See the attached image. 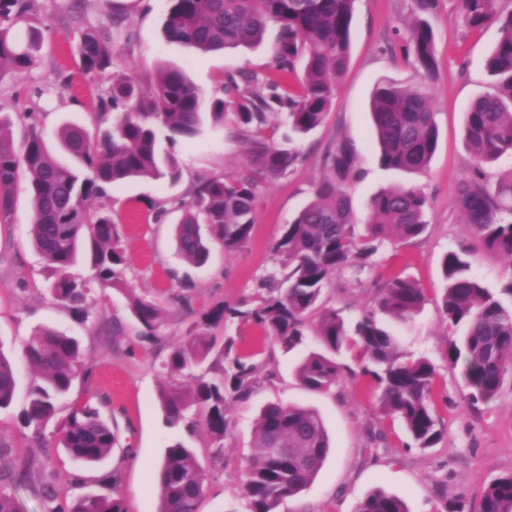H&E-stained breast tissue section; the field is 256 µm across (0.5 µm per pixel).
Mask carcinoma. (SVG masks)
<instances>
[{"mask_svg": "<svg viewBox=\"0 0 512 512\" xmlns=\"http://www.w3.org/2000/svg\"><path fill=\"white\" fill-rule=\"evenodd\" d=\"M355 0H167L163 32L170 42L202 53L259 44L270 26L278 28L273 63L266 73L242 69L218 78L222 95L205 99L180 68L162 67L144 88L125 74H112L100 97L96 132L66 124L58 145L78 166L57 160L46 142L37 112L19 114L20 143L13 137L11 116L0 111V218L13 215L20 182L32 210L33 247L45 262L48 292L59 305L88 320L91 284L117 288L124 284L128 259L121 245L109 191L131 179L171 184L183 178L173 147L196 138L204 123L228 126L245 145L247 164L229 175L193 180L183 214L175 227L181 257L201 266L212 244L226 251L243 249L250 240L263 188L284 175L299 158L298 138L317 130L329 112L339 82L348 69ZM507 0H459V17L471 30L493 26L498 37L486 69L494 92L473 99L465 111L463 138L472 159L470 173L458 187L457 209L471 236L490 251L512 258V166L493 170L512 158V9ZM417 10L402 44L420 82H378L370 101L378 161L387 169L420 173L438 147L439 130L428 88L436 78L435 35L430 15L435 0H416ZM67 35L77 46L79 66L93 79L112 69V29L84 17V0H68ZM25 25L27 36L15 37ZM36 0H0V75L24 73L38 63L43 44ZM359 150L347 138L332 141L321 158L322 174L311 197L285 225L275 251L280 272L262 284L259 303L217 304L202 312L190 331L169 348L157 350L166 382L159 396L167 427L193 436L218 462L224 438L234 423L231 406L248 402L273 376L272 360L241 354L234 339L219 338L214 329L238 318L262 325L285 350L300 345L317 318L320 350L294 367L299 384L326 391L350 372L343 352L356 349L367 359L362 373L380 392L381 411L399 420L411 444L434 447L442 437L433 408L436 371L426 358L403 352L392 323L413 319L423 307V289L410 279L392 278L374 290L371 304L349 323L343 310L322 302L323 290L336 273L363 269L380 247L420 237L427 228L429 196L424 186L408 183L383 188L368 202L365 234L355 232L352 200L346 190L357 176ZM89 257L92 276L71 273L80 253ZM465 248L442 258L445 286L440 298L443 320L452 330L464 327L460 341L448 346V365L463 362L465 385L475 396L493 398L512 376V304L471 273ZM129 311L143 329L142 339L159 343L161 306L129 294ZM34 372L21 421L31 438L52 437L75 461L97 466L117 442L112 426L93 404V396L70 404L57 420L79 375L89 379L76 339L42 327L23 346ZM17 381L12 362L0 352V410L9 408ZM255 451L248 458L240 495L248 512H281L319 473L330 441L318 411L268 403L254 419ZM207 473L196 450L183 440L165 451L155 476L158 512H200ZM100 482L110 495H71L30 465L0 474V512H21L15 487L36 488L44 512H127L112 472ZM356 512H408L396 495L376 490L361 500ZM477 512H512V473L492 479Z\"/></svg>", "mask_w": 512, "mask_h": 512, "instance_id": "carcinoma-1", "label": "carcinoma"}]
</instances>
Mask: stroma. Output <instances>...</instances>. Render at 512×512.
<instances>
[{
    "label": "stroma",
    "instance_id": "obj_1",
    "mask_svg": "<svg viewBox=\"0 0 512 512\" xmlns=\"http://www.w3.org/2000/svg\"><path fill=\"white\" fill-rule=\"evenodd\" d=\"M45 24L41 59L32 70L0 76V109L39 112L47 141H54L63 124L93 127L99 97L109 79H90L76 65V51L63 29V0H37ZM166 0H112L104 10L100 0H85V17L93 24L123 17L113 69L150 83L160 66L184 68L204 96L219 92L218 76L243 68L265 71L278 37L269 27L261 45L202 55L194 49L167 42L162 33ZM415 0H356L350 66L324 124L300 144L299 162L266 187L259 202L248 245L235 252L213 246L201 267L178 255L172 228L179 220L170 214L156 220L150 204L185 197L190 179L238 171L245 149L227 128H205L197 139L178 144L175 153L184 167L183 181L134 180L112 189L114 218L120 226L128 264L125 290L95 288L89 320H81L54 303L44 289L43 261L30 243L32 212L26 192H18L9 222H0V352L14 364L17 393L9 409L0 411V443L9 454L0 467H22L28 460L43 463L57 483L71 474L95 479L96 471L82 466L55 448L30 438L20 423L33 372L22 356L24 344L41 326H52L76 337L94 366L88 383H75L72 395L94 393L104 419L111 423L117 443L104 470L119 477L118 492L127 512H158L154 473L166 446L178 430L165 426L158 403L164 380L150 346L139 339L140 327L128 311V291L156 299L162 309L164 343L184 336L201 309L216 302L232 305L253 293L262 276L275 272L279 262L273 247L285 224L305 203L321 174L320 161L327 144L338 137L360 149L359 177L348 191L355 220H362L366 203L377 190L409 181L425 187L431 198L428 227L419 239L384 245L373 258L372 269H348L337 274L325 291L328 305L356 318L369 305L373 281L400 276L424 289L427 301L413 320L398 323L394 332L401 347L416 357L431 360L437 371L435 405L443 439L434 448L409 447L398 422L378 408L370 380L356 375L326 392H311L296 380L293 369L317 347L308 337L300 348L286 353L256 324L231 321L223 332L232 336L239 351L273 356L278 377L261 386L251 400L233 406L232 434L224 441V459L216 462L192 439L198 459L208 473L201 512H246L237 489L245 478V458L254 447L253 421L270 402L317 410L325 421L331 448L313 481L282 512H355L358 503L374 490L404 500L409 512H444L448 502L460 500L476 512L487 483L512 472V378H506L488 401L474 400L461 369H449L448 330L442 321L439 297L443 286L441 259L459 246L470 249L471 271L492 290L512 282V261L486 250L473 239L455 207L460 181L468 174L471 158L463 140L464 108L492 86L485 61L496 40L495 28L468 31L458 20L457 0H437L435 45L438 76L433 84V107L439 144L429 168L409 175L381 167L373 151V130L368 112L370 96L380 80L410 83L415 79L398 48L407 33ZM191 286L193 303L183 307L173 300L181 283Z\"/></svg>",
    "mask_w": 512,
    "mask_h": 512
}]
</instances>
